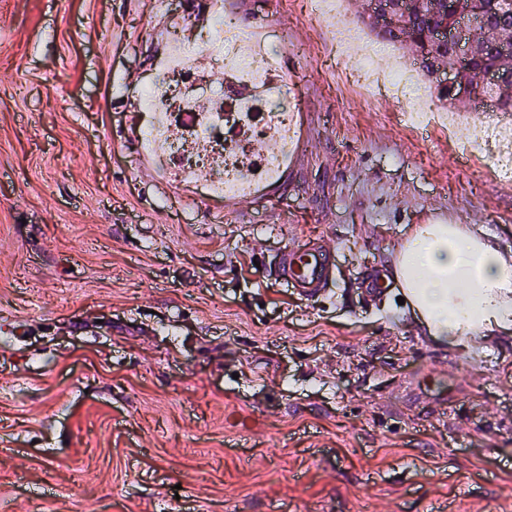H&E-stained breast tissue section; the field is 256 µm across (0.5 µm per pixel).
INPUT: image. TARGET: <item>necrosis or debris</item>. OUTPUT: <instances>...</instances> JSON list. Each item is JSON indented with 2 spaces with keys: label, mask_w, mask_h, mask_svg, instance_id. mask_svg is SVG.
Here are the masks:
<instances>
[{
  "label": "necrosis or debris",
  "mask_w": 512,
  "mask_h": 512,
  "mask_svg": "<svg viewBox=\"0 0 512 512\" xmlns=\"http://www.w3.org/2000/svg\"><path fill=\"white\" fill-rule=\"evenodd\" d=\"M210 24L200 32L196 48L178 46L162 54L139 103L145 115L141 152L161 168H176L182 178H207L209 194L229 196L268 180L280 171L295 137L280 154L250 162V143L266 136L269 126L294 125L296 114L284 99L271 95L267 77L278 70L284 35L209 0ZM251 52L241 55V44ZM360 87L407 98L414 76L404 67L372 53L359 63Z\"/></svg>",
  "instance_id": "4bbe7bcc"
}]
</instances>
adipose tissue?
Returning a JSON list of instances; mask_svg holds the SVG:
<instances>
[{"mask_svg": "<svg viewBox=\"0 0 512 512\" xmlns=\"http://www.w3.org/2000/svg\"><path fill=\"white\" fill-rule=\"evenodd\" d=\"M390 270L434 341L466 347L512 333V253L464 225H418Z\"/></svg>", "mask_w": 512, "mask_h": 512, "instance_id": "ef3b65f1", "label": "adipose tissue"}]
</instances>
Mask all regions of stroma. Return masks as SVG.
Masks as SVG:
<instances>
[{
    "label": "stroma",
    "instance_id": "35a3bbf8",
    "mask_svg": "<svg viewBox=\"0 0 512 512\" xmlns=\"http://www.w3.org/2000/svg\"><path fill=\"white\" fill-rule=\"evenodd\" d=\"M169 2L0 0V512H512V335L440 344L362 286L417 224L511 251L512 181L355 90L366 44L307 0H224L286 34L298 146L208 197L139 148V80L205 14ZM322 235L327 296L268 279Z\"/></svg>",
    "mask_w": 512,
    "mask_h": 512
}]
</instances>
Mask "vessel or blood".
Segmentation results:
<instances>
[{
	"label": "vessel or blood",
	"mask_w": 512,
	"mask_h": 512,
	"mask_svg": "<svg viewBox=\"0 0 512 512\" xmlns=\"http://www.w3.org/2000/svg\"><path fill=\"white\" fill-rule=\"evenodd\" d=\"M335 250L316 239L281 253L270 277L306 300L323 296L333 284Z\"/></svg>",
	"instance_id": "obj_1"
}]
</instances>
